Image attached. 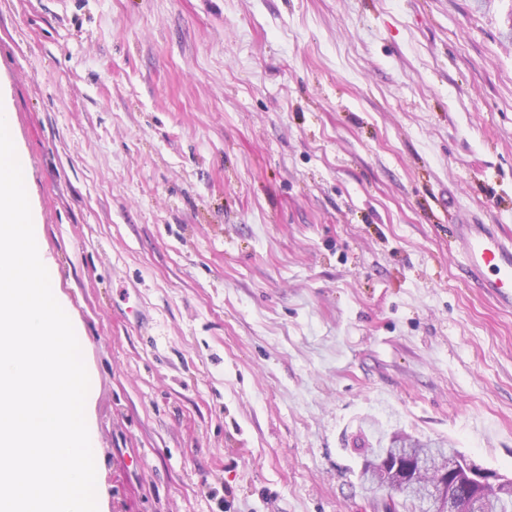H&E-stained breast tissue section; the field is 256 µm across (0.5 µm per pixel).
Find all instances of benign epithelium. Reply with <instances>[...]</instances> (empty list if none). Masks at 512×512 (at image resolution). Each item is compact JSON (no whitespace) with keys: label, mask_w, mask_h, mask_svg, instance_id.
<instances>
[{"label":"benign epithelium","mask_w":512,"mask_h":512,"mask_svg":"<svg viewBox=\"0 0 512 512\" xmlns=\"http://www.w3.org/2000/svg\"><path fill=\"white\" fill-rule=\"evenodd\" d=\"M428 460L424 455L400 453L396 462H386L383 472V487L395 495L415 490L428 499L427 506L433 512H458L464 506L469 512H485L490 504L488 496L495 492L499 498L512 496V479L496 478L480 470L471 461H460L452 457L442 465L440 478L424 487L404 482L414 469H424Z\"/></svg>","instance_id":"benign-epithelium-1"}]
</instances>
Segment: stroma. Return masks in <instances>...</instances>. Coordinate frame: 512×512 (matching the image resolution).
I'll use <instances>...</instances> for the list:
<instances>
[{
    "mask_svg": "<svg viewBox=\"0 0 512 512\" xmlns=\"http://www.w3.org/2000/svg\"><path fill=\"white\" fill-rule=\"evenodd\" d=\"M98 512H381L397 430L512 477V0H0ZM453 242L471 277L502 309H512V237L493 224H454Z\"/></svg>",
    "mask_w": 512,
    "mask_h": 512,
    "instance_id": "1",
    "label": "stroma"
}]
</instances>
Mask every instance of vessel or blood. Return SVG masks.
<instances>
[{"mask_svg": "<svg viewBox=\"0 0 512 512\" xmlns=\"http://www.w3.org/2000/svg\"><path fill=\"white\" fill-rule=\"evenodd\" d=\"M452 237L471 277L500 308L512 309V237L491 224H457Z\"/></svg>", "mask_w": 512, "mask_h": 512, "instance_id": "vessel-or-blood-1", "label": "vessel or blood"}]
</instances>
